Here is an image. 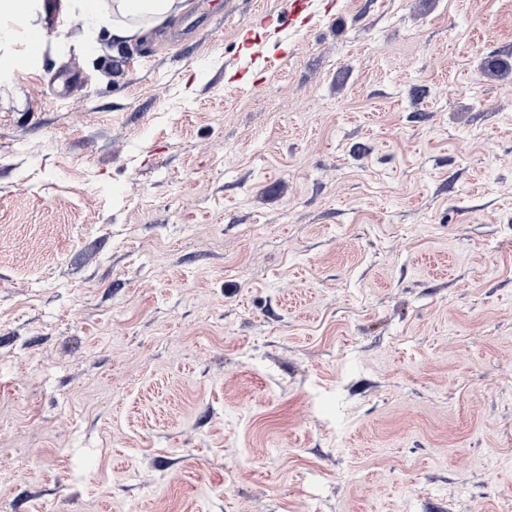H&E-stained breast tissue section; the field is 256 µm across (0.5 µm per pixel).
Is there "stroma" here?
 <instances>
[{"label":"stroma","instance_id":"35a3bbf8","mask_svg":"<svg viewBox=\"0 0 512 512\" xmlns=\"http://www.w3.org/2000/svg\"><path fill=\"white\" fill-rule=\"evenodd\" d=\"M313 6L0 70V512H512V0Z\"/></svg>","mask_w":512,"mask_h":512}]
</instances>
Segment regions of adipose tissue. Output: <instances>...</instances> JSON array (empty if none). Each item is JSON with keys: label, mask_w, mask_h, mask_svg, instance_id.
Masks as SVG:
<instances>
[{"label": "adipose tissue", "mask_w": 512, "mask_h": 512, "mask_svg": "<svg viewBox=\"0 0 512 512\" xmlns=\"http://www.w3.org/2000/svg\"><path fill=\"white\" fill-rule=\"evenodd\" d=\"M17 2L0 0V67L26 57L27 30L38 29L62 41L79 19L88 26H109L113 41L121 44L162 25L184 0H142L137 10L131 0H28L22 13Z\"/></svg>", "instance_id": "ef3b65f1"}]
</instances>
